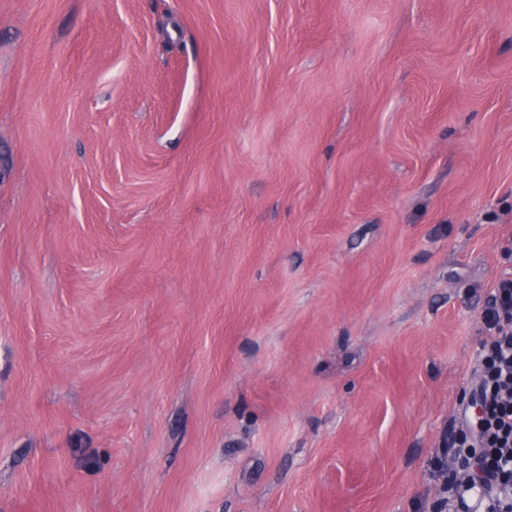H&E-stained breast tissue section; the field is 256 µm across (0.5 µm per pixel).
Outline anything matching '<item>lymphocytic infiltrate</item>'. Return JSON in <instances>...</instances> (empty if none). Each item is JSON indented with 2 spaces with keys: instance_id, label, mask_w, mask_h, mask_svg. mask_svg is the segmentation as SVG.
<instances>
[{
  "instance_id": "f902f5d3",
  "label": "lymphocytic infiltrate",
  "mask_w": 512,
  "mask_h": 512,
  "mask_svg": "<svg viewBox=\"0 0 512 512\" xmlns=\"http://www.w3.org/2000/svg\"><path fill=\"white\" fill-rule=\"evenodd\" d=\"M508 306L512 307V276L493 284L483 316L482 331L489 351L478 358L474 389L481 412L466 424V446L451 448L456 460L469 449H477L479 476L466 482L465 491L486 512H492L504 496H512V326L500 316L501 308Z\"/></svg>"
}]
</instances>
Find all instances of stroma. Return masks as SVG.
I'll use <instances>...</instances> for the list:
<instances>
[{
	"instance_id": "35a3bbf8",
	"label": "stroma",
	"mask_w": 512,
	"mask_h": 512,
	"mask_svg": "<svg viewBox=\"0 0 512 512\" xmlns=\"http://www.w3.org/2000/svg\"><path fill=\"white\" fill-rule=\"evenodd\" d=\"M512 275V0H0V512H445Z\"/></svg>"
}]
</instances>
